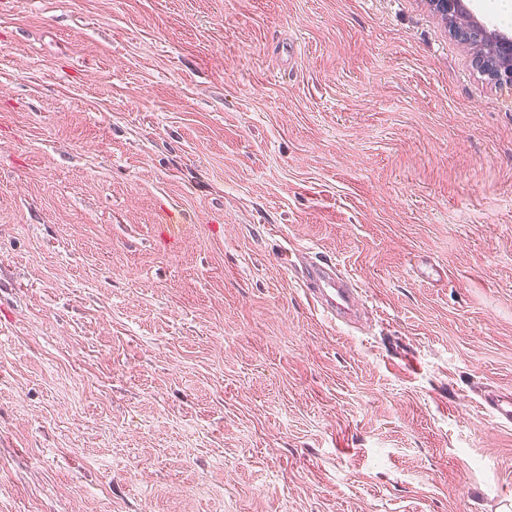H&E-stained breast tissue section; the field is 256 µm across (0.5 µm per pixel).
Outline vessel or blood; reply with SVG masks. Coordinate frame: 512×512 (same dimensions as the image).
I'll use <instances>...</instances> for the list:
<instances>
[{
	"label": "vessel or blood",
	"instance_id": "vessel-or-blood-1",
	"mask_svg": "<svg viewBox=\"0 0 512 512\" xmlns=\"http://www.w3.org/2000/svg\"><path fill=\"white\" fill-rule=\"evenodd\" d=\"M299 278L306 293L327 316L346 323L356 318L363 299L336 262H304L299 267ZM486 404L494 420L512 425V392L488 397Z\"/></svg>",
	"mask_w": 512,
	"mask_h": 512
}]
</instances>
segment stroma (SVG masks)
<instances>
[{
    "label": "stroma",
    "mask_w": 512,
    "mask_h": 512,
    "mask_svg": "<svg viewBox=\"0 0 512 512\" xmlns=\"http://www.w3.org/2000/svg\"><path fill=\"white\" fill-rule=\"evenodd\" d=\"M472 58L426 0H0V512H504L512 86ZM298 273L306 293L327 316L346 323L356 318L362 296L336 262L306 261ZM485 403L494 420L501 425H512V392L488 397Z\"/></svg>",
    "instance_id": "35a3bbf8"
}]
</instances>
